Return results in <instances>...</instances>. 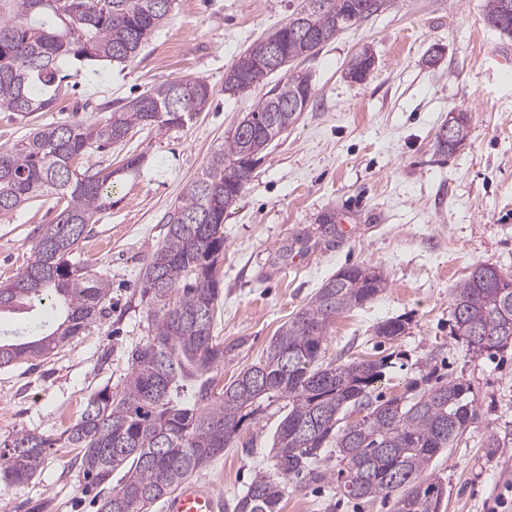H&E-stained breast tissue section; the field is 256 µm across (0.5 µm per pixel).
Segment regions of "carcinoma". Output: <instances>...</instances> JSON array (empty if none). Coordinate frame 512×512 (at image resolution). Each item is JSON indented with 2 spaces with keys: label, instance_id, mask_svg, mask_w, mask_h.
<instances>
[{
  "label": "carcinoma",
  "instance_id": "obj_1",
  "mask_svg": "<svg viewBox=\"0 0 512 512\" xmlns=\"http://www.w3.org/2000/svg\"><path fill=\"white\" fill-rule=\"evenodd\" d=\"M389 0H298L288 23L250 48L224 74V93L250 91L274 70L252 61L263 43L281 49L280 66L318 53L349 26L368 19ZM174 0H0V112L27 116L53 111L63 96V66L71 60L125 63L136 58L164 25ZM484 19L512 37V0H487ZM305 74L292 73L270 88L241 118L224 146L209 157L166 217V234L140 277L139 296L151 320V336L132 348L130 372L117 392L104 386L89 397L66 436L53 439L17 431L0 452V481L26 483L48 450L74 448L86 489H108L100 512H150L196 471L224 453L262 402L288 407L273 443L272 472L258 473L237 499L234 512H280L288 480L339 482L351 500L395 496L394 512H441L444 488L422 474L454 447L477 418L469 383L460 377L428 389L410 384L413 397L372 395L384 363L321 362L336 317L360 308L387 285L379 271L346 268L325 280L312 298L281 326L258 362L219 386L218 371L246 345L214 336L222 294L216 269L224 254V213L239 199L268 146L305 111ZM209 85L178 78L111 112L102 125L75 122L34 129L0 149V213L33 198L66 200L56 222L33 246V258L12 280L0 282V317L48 307L60 323L50 333L38 325L24 342L0 340V367L44 357L101 313L109 281L74 261V250L94 216L112 207L113 181L133 172L143 156L122 167L79 171L74 162L93 150L126 141L135 130L182 127L209 101ZM468 119L454 123L451 153L467 137ZM405 322L385 320L375 335L404 334ZM452 335L476 355L512 346V275L477 264L455 288ZM368 420L340 425L349 406ZM336 452L344 468L321 466ZM122 473L117 485L112 475Z\"/></svg>",
  "mask_w": 512,
  "mask_h": 512
}]
</instances>
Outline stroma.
<instances>
[{
  "mask_svg": "<svg viewBox=\"0 0 512 512\" xmlns=\"http://www.w3.org/2000/svg\"><path fill=\"white\" fill-rule=\"evenodd\" d=\"M296 3L175 0L170 21L133 61L67 63L70 92L57 110L25 118L0 112L3 149L43 124L105 123L122 103L178 77L211 87L206 109L184 126L141 130L80 160V168L98 170L144 157L138 172L115 183L111 209L95 215L75 251L109 280L110 298L102 316L47 358L0 368V445L22 429L61 436L92 394L121 389L131 347L149 334L136 285L168 212L271 85L301 71L313 89L306 112L271 143L224 215L214 334L248 343L222 375L257 362L325 279L349 266L379 270L386 289L337 316L326 360L383 361L375 388L387 398L408 396L409 384L426 374L436 383L464 378L478 418L428 469L447 488L442 512H512V348L477 356L450 333L453 290L476 264L512 275V71L497 62L512 38L485 23L486 0H396L318 54L247 93L225 95L228 68L287 23ZM437 47L442 56L429 64ZM365 49L374 67L366 80L352 81L349 62ZM454 112L466 113L468 136L444 155L435 136ZM62 207L57 196H41L0 215V281L30 262L43 225ZM390 318L406 322L405 333L377 337L376 325ZM285 414L282 402L264 403L194 481L213 486L232 508L255 474L270 470ZM491 434L500 442L492 454L485 448ZM75 455L51 449L26 484L1 483L0 512H98L82 492ZM281 512H392V504L349 500L335 486L295 478Z\"/></svg>",
  "mask_w": 512,
  "mask_h": 512,
  "instance_id": "obj_1",
  "label": "stroma"
}]
</instances>
